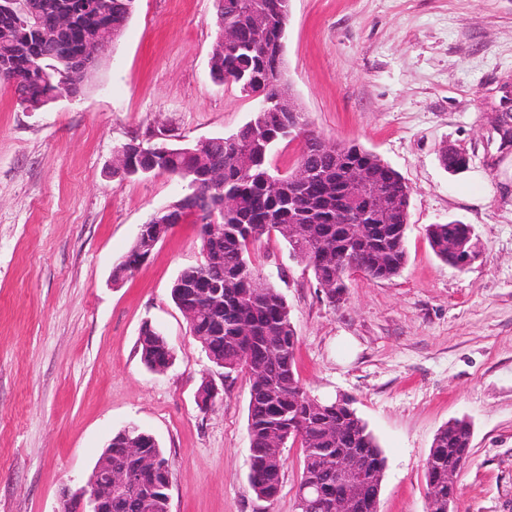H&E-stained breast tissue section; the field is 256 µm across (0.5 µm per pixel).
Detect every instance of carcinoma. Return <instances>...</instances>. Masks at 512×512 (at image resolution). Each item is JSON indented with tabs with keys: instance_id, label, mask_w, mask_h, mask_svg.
Returning <instances> with one entry per match:
<instances>
[{
	"instance_id": "1",
	"label": "carcinoma",
	"mask_w": 512,
	"mask_h": 512,
	"mask_svg": "<svg viewBox=\"0 0 512 512\" xmlns=\"http://www.w3.org/2000/svg\"><path fill=\"white\" fill-rule=\"evenodd\" d=\"M6 5L12 24L0 29V80L11 75L23 79L19 105L36 112L48 104L56 83L70 84L80 92L89 74L76 60L85 41L106 39L115 27H126L135 10L136 0H0ZM283 0H224V25L238 30L235 44L215 43L209 66L211 77L237 87L249 83L268 96L287 87L283 76V58L277 55L282 33ZM68 8L72 27L59 35L74 60L61 63L59 55L47 45L37 43V26L55 10ZM265 30L264 44L250 47L252 31ZM308 134L298 162L312 165L318 178L298 185L289 173L270 163L273 146L280 140ZM322 138L307 129L305 116L298 117L293 128L269 126L255 112L236 131L213 137L204 144H174L166 152L152 153L143 142L133 140L130 159L133 172L144 177L166 174L186 183L187 192L176 199L180 220L194 215L199 200L224 202L237 199L233 209L218 212L224 234L202 243V260L184 268L170 289L171 299L181 306L184 288L198 286L191 300L199 312L193 331L207 358L222 367L224 373L252 375L247 406L250 439L249 484L260 500L278 495L284 473L283 449L271 434H297L303 448L300 482L318 486L326 494H336V471L331 460L342 453L351 454L371 473L375 483L368 488L373 495L382 483L386 458L367 424L348 402L324 401L312 412L308 394L301 384L295 351L298 336L291 309L282 292L253 266L251 246L262 236L279 234L292 249H297L290 225L304 230L305 260L319 285L347 287L349 277L360 272L374 280L397 276L407 262L405 231L408 224L410 188L401 175L375 153L357 145L345 146V161L362 166L367 174L401 196L402 208L384 222L363 225L358 237L344 235L341 214L353 208L350 198L336 187V158L321 148ZM224 166V182L210 183L209 169ZM279 179L281 192L271 195L266 184ZM471 226L457 221L431 224L427 239L435 255L445 264H463L462 258H448V238L467 237ZM145 242L133 243L126 260L113 270L112 279L122 281L133 276ZM141 359L150 371L170 367V345L156 327L145 324L140 330ZM135 444L143 453L168 461L163 448L152 434L130 426L112 436V465L138 470L137 460L126 448ZM472 429L460 420L453 427H442L435 434L425 466L427 512H445L448 496L458 493L448 483V468H463L471 456ZM167 472L157 470L142 475L133 488L112 496V512H168Z\"/></svg>"
}]
</instances>
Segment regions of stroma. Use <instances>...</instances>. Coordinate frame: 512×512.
Here are the masks:
<instances>
[{
	"mask_svg": "<svg viewBox=\"0 0 512 512\" xmlns=\"http://www.w3.org/2000/svg\"><path fill=\"white\" fill-rule=\"evenodd\" d=\"M214 18V0H137L83 91L37 112L0 82V512H59L63 489L132 424L172 462L170 512H297L301 446L284 450L274 501L249 485L248 376L196 404L220 370L170 288L201 258L197 225L112 280L140 225L184 192L165 175H116V150L251 118L253 101L210 76ZM284 69L309 128L374 152L411 189L404 269L351 275L343 305L280 236L252 248L291 307L302 385L353 399L386 458L379 512H427L425 461L457 418L473 438L454 512H512V147L495 131L512 105V0H290ZM449 148L466 169L442 166ZM451 220L481 251L462 270L426 238ZM146 322L175 352L161 374L140 359Z\"/></svg>",
	"mask_w": 512,
	"mask_h": 512,
	"instance_id": "35a3bbf8",
	"label": "stroma"
}]
</instances>
